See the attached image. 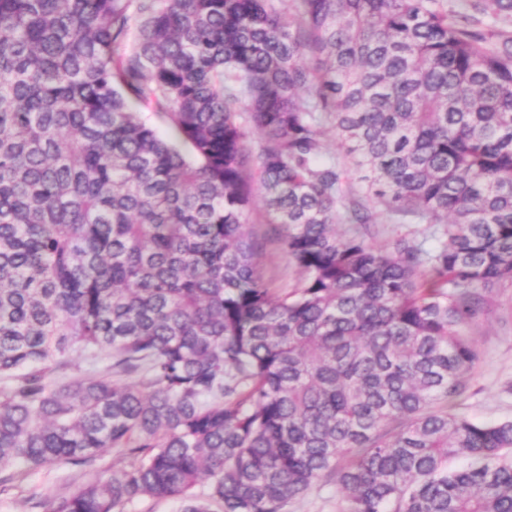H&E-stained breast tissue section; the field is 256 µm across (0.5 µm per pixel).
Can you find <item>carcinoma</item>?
<instances>
[{"instance_id": "obj_1", "label": "carcinoma", "mask_w": 512, "mask_h": 512, "mask_svg": "<svg viewBox=\"0 0 512 512\" xmlns=\"http://www.w3.org/2000/svg\"><path fill=\"white\" fill-rule=\"evenodd\" d=\"M289 9L0 0V469L127 459L46 512H285L321 480L346 512H512V420L453 412L461 328L512 282V36L448 0ZM325 121L422 241H367ZM78 346L138 380L52 382ZM259 274L277 291L292 288L299 274L288 256L277 244H268L257 261Z\"/></svg>"}]
</instances>
